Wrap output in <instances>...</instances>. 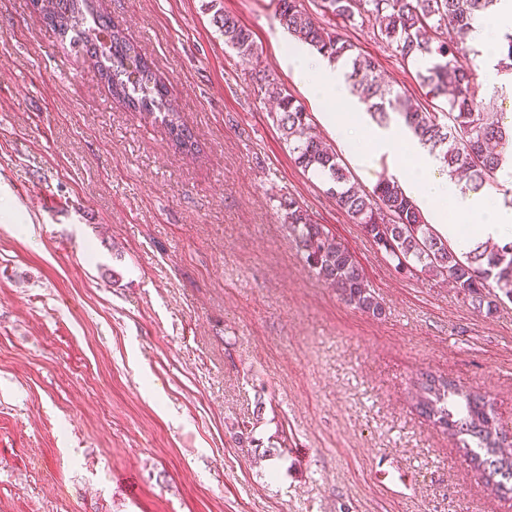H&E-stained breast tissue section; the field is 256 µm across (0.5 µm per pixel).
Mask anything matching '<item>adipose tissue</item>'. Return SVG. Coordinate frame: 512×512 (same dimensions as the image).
Segmentation results:
<instances>
[{
	"label": "adipose tissue",
	"instance_id": "adipose-tissue-1",
	"mask_svg": "<svg viewBox=\"0 0 512 512\" xmlns=\"http://www.w3.org/2000/svg\"><path fill=\"white\" fill-rule=\"evenodd\" d=\"M295 72L312 93L332 98L347 97L345 84L336 69L317 56L303 51L293 55ZM362 144L354 149L358 165H365L374 156L392 154L402 135L396 128L361 124ZM407 192L423 203L436 219L439 236L446 239L456 252L464 253L478 243L491 240L498 244L512 242V208L490 200L485 195L465 191L448 175L438 174L434 161L420 154L419 163L402 173ZM454 210L458 223H448L446 210Z\"/></svg>",
	"mask_w": 512,
	"mask_h": 512
}]
</instances>
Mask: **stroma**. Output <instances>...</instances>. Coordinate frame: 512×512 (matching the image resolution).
Segmentation results:
<instances>
[{
	"label": "stroma",
	"instance_id": "35a3bbf8",
	"mask_svg": "<svg viewBox=\"0 0 512 512\" xmlns=\"http://www.w3.org/2000/svg\"><path fill=\"white\" fill-rule=\"evenodd\" d=\"M208 2L95 0L154 61L190 156L30 0H0V512H512L411 397L443 375L512 427V301L489 315L396 271L290 158L257 74L363 189L415 156L356 165L325 122L348 106L296 77L276 0H223L253 32L249 64ZM340 30L387 85L439 107L371 22ZM288 198L349 248L384 319L305 265ZM281 446L287 461L264 457Z\"/></svg>",
	"mask_w": 512,
	"mask_h": 512
}]
</instances>
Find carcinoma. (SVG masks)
<instances>
[{
    "label": "carcinoma",
    "mask_w": 512,
    "mask_h": 512,
    "mask_svg": "<svg viewBox=\"0 0 512 512\" xmlns=\"http://www.w3.org/2000/svg\"><path fill=\"white\" fill-rule=\"evenodd\" d=\"M496 0H321L325 16L349 21L355 11L378 26L381 43L417 64L416 80L434 98L447 97L448 111L431 112L417 99L379 80L373 59L336 29L320 21L302 0H277L280 27L332 62L350 67L346 79L372 119L386 125L401 117L428 153L438 159L462 189L500 190L497 174L512 160V125L502 113L478 97L476 74L464 68L476 19ZM45 21L62 38L71 36L90 52L112 97L138 112L159 114L175 137V145L190 151L195 142L181 113L168 98L165 84L152 63L130 41L123 27L95 13L92 0H49ZM212 21L244 62L255 54L252 31L235 15L216 7ZM258 93L276 103L271 113L294 162L304 172L328 184L327 192L347 212L384 256L404 274L418 272L447 281L466 302L490 312L501 297L512 300V243L491 249L478 246L457 253L429 224L400 182L381 177L367 193L341 166L329 144L309 132L308 115L284 84L259 77ZM282 220L305 264L347 304L381 319L386 310L371 289L350 250L324 224L314 223L295 200L280 203ZM421 414L453 436L483 486L500 496L512 494V460L499 444L502 429L484 397L442 375H428L416 385Z\"/></svg>",
    "instance_id": "1"
}]
</instances>
